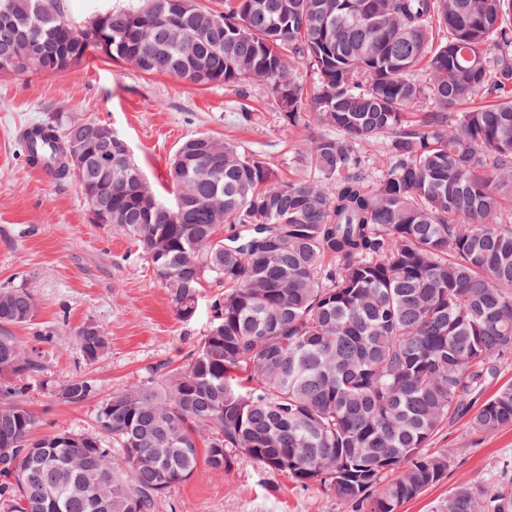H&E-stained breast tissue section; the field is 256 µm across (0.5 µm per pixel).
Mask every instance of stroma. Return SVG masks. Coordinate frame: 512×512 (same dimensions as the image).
<instances>
[{"label":"stroma","instance_id":"35a3bbf8","mask_svg":"<svg viewBox=\"0 0 512 512\" xmlns=\"http://www.w3.org/2000/svg\"><path fill=\"white\" fill-rule=\"evenodd\" d=\"M59 112L110 124L165 196L173 190L170 159L187 137L235 140L288 178L306 132L281 122L258 82L243 99L221 86L148 75L94 55L59 74L0 75V288L28 289L39 302L31 324L9 330L40 355V372L26 381V401L40 413L44 429L92 434L100 402L152 367L182 363L202 339L208 315L188 323L175 319L159 277L126 233L114 224L91 223L76 178L49 183L28 168L21 128ZM242 112L263 119L244 125L238 120ZM88 321L111 338L109 356L94 365L85 363L74 339ZM78 376L93 379L92 397L80 405L58 401L56 389ZM430 449L448 453V472L399 512H433L457 486L486 487L512 478V427L477 433L467 418L455 417ZM156 512H338V505L321 488L300 486L241 458L225 473L199 468L167 492Z\"/></svg>","mask_w":512,"mask_h":512}]
</instances>
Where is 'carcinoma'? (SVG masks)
<instances>
[{
    "instance_id": "obj_1",
    "label": "carcinoma",
    "mask_w": 512,
    "mask_h": 512,
    "mask_svg": "<svg viewBox=\"0 0 512 512\" xmlns=\"http://www.w3.org/2000/svg\"><path fill=\"white\" fill-rule=\"evenodd\" d=\"M0 73L64 72L90 53L200 86L260 82L307 137L283 178L260 154L201 134L174 155L159 198L133 156L67 115L24 155L75 176L88 210L121 226L183 322L206 334L103 400L96 435L46 432L19 381L34 350L0 336V512H156L200 466L245 457L336 496L341 512H398L448 472L427 451L453 416L512 425V0H224L173 11L129 0L77 28L60 0H0ZM313 74L305 88L298 68ZM387 138L375 185L365 154ZM0 289V324L38 312ZM93 365L108 332L75 333ZM94 392L73 378L55 396ZM121 462L113 461V454ZM435 512H512V479L455 488Z\"/></svg>"
}]
</instances>
